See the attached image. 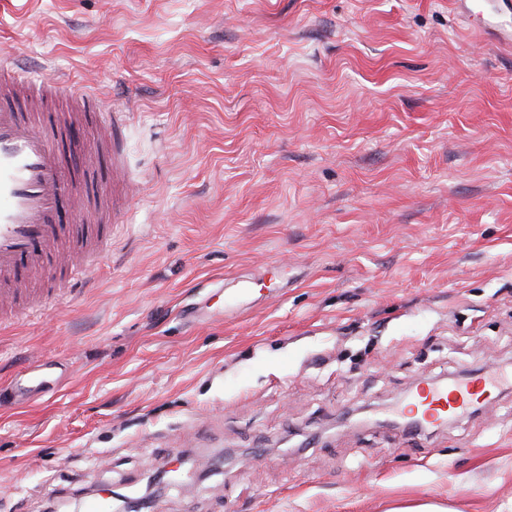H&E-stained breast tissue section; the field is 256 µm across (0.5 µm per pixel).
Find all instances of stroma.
<instances>
[{"instance_id":"1","label":"stroma","mask_w":512,"mask_h":512,"mask_svg":"<svg viewBox=\"0 0 512 512\" xmlns=\"http://www.w3.org/2000/svg\"><path fill=\"white\" fill-rule=\"evenodd\" d=\"M459 3L0 0L30 76L134 103L143 187L90 277L0 324V512H512V389L390 413L512 369V25ZM53 361L46 359H37L26 373V383L22 386L29 397L38 395L46 387L48 381L43 378L47 370L56 368ZM495 388L496 380L490 377H480L466 383L454 381L447 387L427 384L410 398L408 413L429 425L443 424L457 417L469 404L490 401Z\"/></svg>"}]
</instances>
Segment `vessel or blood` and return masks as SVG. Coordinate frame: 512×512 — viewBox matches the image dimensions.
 <instances>
[{"label":"vessel or blood","mask_w":512,"mask_h":512,"mask_svg":"<svg viewBox=\"0 0 512 512\" xmlns=\"http://www.w3.org/2000/svg\"><path fill=\"white\" fill-rule=\"evenodd\" d=\"M39 83L10 76L0 60V319L18 321L56 302L55 290L27 300L20 293L37 270L62 271L65 278L88 277L90 266H75V255L91 259L108 246L113 224L123 216V201L112 203L111 220L84 218L74 212L73 221L59 224L60 208L73 202L72 186L81 183L84 205L100 201L110 179L123 175L122 129L127 107L118 106L83 89L77 106L86 122L103 130L106 146L101 153L104 169L76 174L67 170L52 144L59 122L51 108H38ZM53 361L39 359L30 367L24 390L36 396L46 387V371ZM496 387L490 377L466 383L430 384L411 397L409 413L430 425L457 417L472 403L488 402Z\"/></svg>","instance_id":"vessel-or-blood-1"}]
</instances>
